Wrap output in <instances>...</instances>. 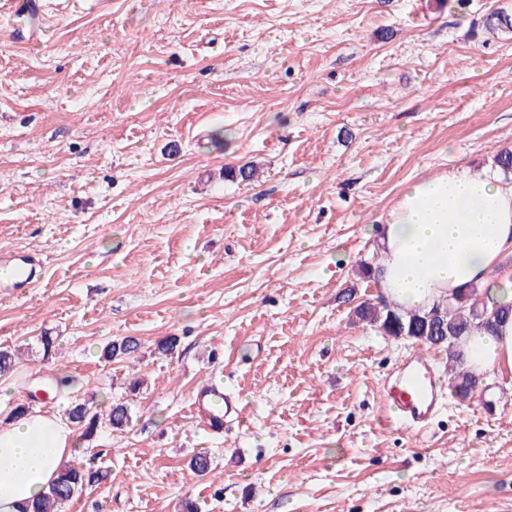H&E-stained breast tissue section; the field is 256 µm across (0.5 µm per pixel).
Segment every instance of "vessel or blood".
<instances>
[{
  "mask_svg": "<svg viewBox=\"0 0 512 512\" xmlns=\"http://www.w3.org/2000/svg\"><path fill=\"white\" fill-rule=\"evenodd\" d=\"M14 272L9 285L21 291L35 287L40 280L39 264L26 254L8 262ZM387 422L407 431L428 427L443 408V397L437 386L435 369L421 355L404 360L392 377L385 380L381 392ZM194 416L216 429L225 421L243 424L242 401L232 392L210 384L199 388L191 403Z\"/></svg>",
  "mask_w": 512,
  "mask_h": 512,
  "instance_id": "vessel-or-blood-1",
  "label": "vessel or blood"
}]
</instances>
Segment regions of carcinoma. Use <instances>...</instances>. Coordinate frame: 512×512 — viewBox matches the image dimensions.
Masks as SVG:
<instances>
[{
	"mask_svg": "<svg viewBox=\"0 0 512 512\" xmlns=\"http://www.w3.org/2000/svg\"><path fill=\"white\" fill-rule=\"evenodd\" d=\"M486 26L504 33H512V16L497 11L486 18ZM476 286L457 289L451 297L437 303L428 310L404 311L397 304L379 296L376 301H363L354 309V317L376 328L385 336L409 338L428 346H438L448 353L450 369L448 386L463 400H471L482 393V378L471 372L464 361L460 341L474 333H490L501 322L512 318V303H488L475 298ZM141 348L137 338L124 337L110 341L102 351V358L111 362L116 359H130ZM66 416L80 432L79 443L74 454L84 452L81 445L90 442L97 435L102 423H107L114 431H121L130 422L128 406L121 403L111 405L106 420L91 412L88 404L79 400L71 402ZM192 472L204 476L212 472L210 457L205 452L195 454L190 462ZM105 475L92 463H70L63 467L49 491L32 500L25 512H62L65 505Z\"/></svg>",
	"mask_w": 512,
	"mask_h": 512,
	"instance_id": "cac0c4a2",
	"label": "carcinoma"
}]
</instances>
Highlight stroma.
I'll return each mask as SVG.
<instances>
[{
	"label": "stroma",
	"mask_w": 512,
	"mask_h": 512,
	"mask_svg": "<svg viewBox=\"0 0 512 512\" xmlns=\"http://www.w3.org/2000/svg\"><path fill=\"white\" fill-rule=\"evenodd\" d=\"M33 1L0 10V254L45 268L0 296V422L131 415L64 512H512V380L405 431L381 379L417 351L447 375L445 351L352 319L402 190L512 149V35L485 29L512 0H41L35 29ZM125 336L137 358L101 360ZM207 383L245 427L192 417Z\"/></svg>",
	"instance_id": "35a3bbf8"
}]
</instances>
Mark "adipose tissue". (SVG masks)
<instances>
[{"label":"adipose tissue","instance_id":"obj_1","mask_svg":"<svg viewBox=\"0 0 512 512\" xmlns=\"http://www.w3.org/2000/svg\"><path fill=\"white\" fill-rule=\"evenodd\" d=\"M382 261L378 286L399 308L427 309L465 284L481 298L512 302V179L462 168L422 175L405 188L370 243ZM474 374L512 372V319L465 338ZM76 438L36 409L0 427V512H21L45 492Z\"/></svg>","mask_w":512,"mask_h":512}]
</instances>
